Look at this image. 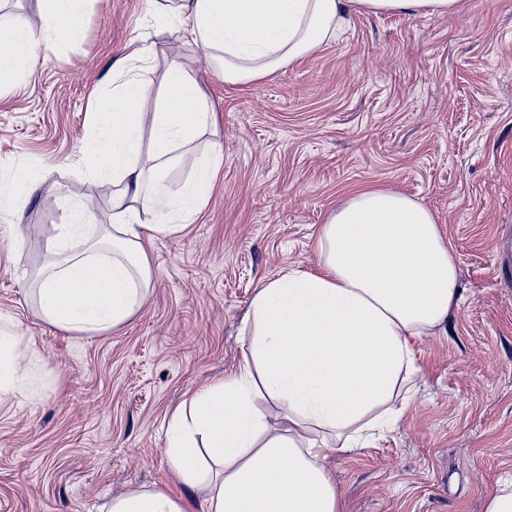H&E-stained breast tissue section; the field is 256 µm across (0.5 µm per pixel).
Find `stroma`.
<instances>
[{
    "mask_svg": "<svg viewBox=\"0 0 512 512\" xmlns=\"http://www.w3.org/2000/svg\"><path fill=\"white\" fill-rule=\"evenodd\" d=\"M171 59L212 105L223 163L178 233L146 238L151 288L98 334L42 320L23 286L76 206L112 221V179L76 163L92 101L133 38ZM36 183L22 214L0 211V323L35 350L33 397L0 396V512H108L147 488L207 512L168 459L167 424L188 396L242 360L241 327L262 282L315 270L313 243L351 193L385 186L435 215L464 297L443 329L414 339L419 379L394 427L326 467L341 512H486L512 474V0L457 13L356 15L340 38L244 87L225 84L145 0H90L79 36L0 90V177Z\"/></svg>",
    "mask_w": 512,
    "mask_h": 512,
    "instance_id": "obj_1",
    "label": "stroma"
}]
</instances>
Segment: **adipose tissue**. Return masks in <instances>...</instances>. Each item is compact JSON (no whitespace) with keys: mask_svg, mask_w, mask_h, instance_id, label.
Segmentation results:
<instances>
[{"mask_svg":"<svg viewBox=\"0 0 512 512\" xmlns=\"http://www.w3.org/2000/svg\"><path fill=\"white\" fill-rule=\"evenodd\" d=\"M87 0H40L43 25L0 22V87L15 83L42 48L78 36ZM461 0H156V25L217 60L224 81L245 86L318 51L353 15H447ZM157 46L130 45L110 97L91 104L94 135L80 160L112 177V221L88 205L46 241L33 279L43 320L100 333L126 322L150 283L146 233L178 231L206 199L222 159L211 145L194 179H168L215 113L186 64L172 61L153 112L139 64ZM83 249H75L73 239ZM317 270H281L255 291L241 329L242 361L194 393L168 424L181 480L206 485L208 512H338L325 460L398 418L418 377L412 340L443 327L463 295L454 252L432 211L389 187L355 192L322 224ZM19 332L0 331V392L18 393ZM265 394L287 427L271 426ZM110 512H184L166 493L136 490Z\"/></svg>","mask_w":512,"mask_h":512,"instance_id":"adipose-tissue-1","label":"adipose tissue"}]
</instances>
